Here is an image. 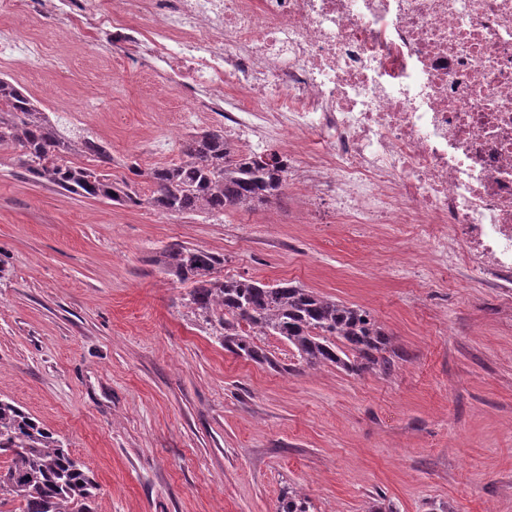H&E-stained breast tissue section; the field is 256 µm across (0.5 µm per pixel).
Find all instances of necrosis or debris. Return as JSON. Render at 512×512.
Wrapping results in <instances>:
<instances>
[{
  "label": "necrosis or debris",
  "instance_id": "obj_1",
  "mask_svg": "<svg viewBox=\"0 0 512 512\" xmlns=\"http://www.w3.org/2000/svg\"><path fill=\"white\" fill-rule=\"evenodd\" d=\"M72 40L151 57L228 140L268 127L289 181L361 224H401L438 271L512 312V0H0ZM142 20L138 34L127 31ZM244 89L253 107L225 106Z\"/></svg>",
  "mask_w": 512,
  "mask_h": 512
}]
</instances>
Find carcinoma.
<instances>
[{"mask_svg":"<svg viewBox=\"0 0 512 512\" xmlns=\"http://www.w3.org/2000/svg\"><path fill=\"white\" fill-rule=\"evenodd\" d=\"M18 153L29 178L82 197L178 215L217 217L229 207L250 209L279 197L288 170L277 153L243 152L222 130H201L181 144L183 158L137 173L151 186L112 177V154L100 140L65 134L14 79L0 76V149ZM152 263L192 287L183 306L224 350L278 367L258 342L278 336L309 367L388 374L397 356L389 335L369 312L291 282L220 278L224 258L172 243ZM0 507L20 512H95L98 484L63 442L12 401L0 399ZM309 499L290 489L278 512H310Z\"/></svg>","mask_w":512,"mask_h":512,"instance_id":"1","label":"carcinoma"}]
</instances>
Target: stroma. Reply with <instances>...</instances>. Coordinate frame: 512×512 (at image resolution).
<instances>
[{
  "label": "stroma",
  "mask_w": 512,
  "mask_h": 512,
  "mask_svg": "<svg viewBox=\"0 0 512 512\" xmlns=\"http://www.w3.org/2000/svg\"><path fill=\"white\" fill-rule=\"evenodd\" d=\"M40 49L0 59L61 128L105 142L112 175L182 157L193 119L151 58L66 45L54 21L0 15ZM179 242L220 276L291 282L367 310L398 353L390 374L279 369L224 351L152 264ZM0 398L94 474L96 512H512V329L490 291L432 269L397 224L370 233L290 183L270 204L181 216L88 199L26 176L0 150Z\"/></svg>",
  "instance_id": "35a3bbf8"
}]
</instances>
